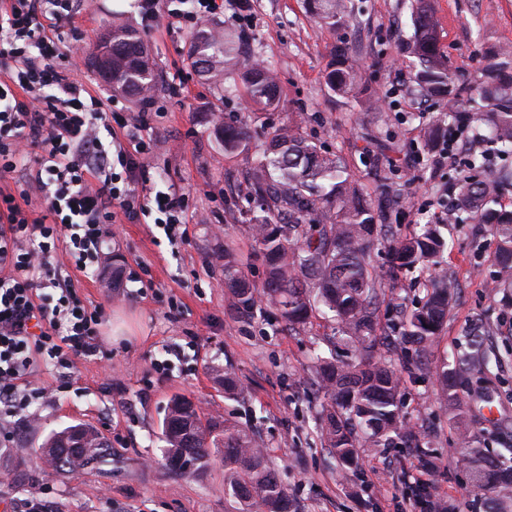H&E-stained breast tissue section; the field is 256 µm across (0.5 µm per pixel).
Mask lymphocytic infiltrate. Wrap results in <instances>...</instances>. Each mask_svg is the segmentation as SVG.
<instances>
[{"label":"lymphocytic infiltrate","mask_w":512,"mask_h":512,"mask_svg":"<svg viewBox=\"0 0 512 512\" xmlns=\"http://www.w3.org/2000/svg\"><path fill=\"white\" fill-rule=\"evenodd\" d=\"M81 0H0V181L24 173L18 193L0 191V415H20L44 388L41 363L71 369L94 355L102 307L84 302L70 277L51 269V250L64 246L75 268L97 262L118 217L154 216L182 223L188 197L159 191L153 205L137 188L148 176L140 162L155 148L144 122L123 124L127 145L113 149L111 97L91 88L77 68L88 44L75 26ZM143 22L166 14L197 30L213 12L210 0H142ZM44 211L31 216L28 186Z\"/></svg>","instance_id":"lymphocytic-infiltrate-1"}]
</instances>
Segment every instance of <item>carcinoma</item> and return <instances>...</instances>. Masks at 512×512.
Returning a JSON list of instances; mask_svg holds the SVG:
<instances>
[{
  "mask_svg": "<svg viewBox=\"0 0 512 512\" xmlns=\"http://www.w3.org/2000/svg\"><path fill=\"white\" fill-rule=\"evenodd\" d=\"M350 0H313L323 21H334L349 12ZM413 35L407 53L416 60L414 82L418 92L431 100L454 96L448 59L439 46L438 22L420 2L411 13ZM106 43H92L97 56L112 49V94L144 106L150 104L160 76L151 54L138 34L124 23L112 24ZM190 67L208 84L220 88L229 77L239 78L251 102L276 108L280 95L276 76L258 63L240 56L238 35L221 27L205 26L190 37L187 54ZM358 66L344 49L333 51L325 79L329 89L346 94L357 88ZM491 110V136L500 151L512 155V76L480 87ZM214 137L226 157L247 160L252 231L265 266L262 288L254 287L229 250H224V288L232 295L241 318L249 320L261 305L271 304L280 313L286 329L303 326L320 307L333 314L336 339L358 345L357 361L345 366L334 359L316 357V383L329 403L320 413L321 434L332 457L343 468H355L360 448L385 447L399 440L418 460L426 461L419 435L401 420V378L374 360L378 347L392 340L422 354L439 335L448 314L454 281L443 274L426 289L423 304L411 311L390 333L380 331L375 303L380 293L367 263L368 245L384 231L347 164L339 155L321 149L306 139L296 124H284L259 145L251 146L244 126L217 125ZM503 185L494 178L477 179L465 174L456 179L457 209L450 219L463 224V214H476L498 237L495 257L501 280L512 288V211L494 205ZM446 242L437 224L396 240L400 264L414 267L439 257ZM486 363L478 334L468 336L466 346L442 363L438 379L442 397L456 412L465 445L464 461L471 482L480 495L484 512H506L512 501V470L502 469L494 458L512 454L503 441V451L490 455L488 448L471 435L468 410L457 394L460 374L475 364ZM88 444L69 447L68 429L51 433L39 448L44 466L53 471L79 474L94 468L104 458L98 431L82 426ZM164 460L175 474L185 475L207 465L212 449L224 448V490L235 503V512H289L288 491L269 465L265 449L254 435L235 423L216 417L202 419L196 404L175 397L168 407L163 428Z\"/></svg>",
  "mask_w": 512,
  "mask_h": 512,
  "instance_id": "cac0c4a2",
  "label": "carcinoma"
}]
</instances>
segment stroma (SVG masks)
<instances>
[{
    "instance_id": "35a3bbf8",
    "label": "stroma",
    "mask_w": 512,
    "mask_h": 512,
    "mask_svg": "<svg viewBox=\"0 0 512 512\" xmlns=\"http://www.w3.org/2000/svg\"><path fill=\"white\" fill-rule=\"evenodd\" d=\"M416 0H352L349 16L329 25L315 19L307 0H245L225 7L216 22L241 31L243 49L279 77L278 108L254 110L240 80L213 90L187 62L189 34L159 16L143 25L139 0H85L77 24L93 39L121 21L137 29L161 76L152 108L120 98L127 121L145 120L156 152L143 155L148 192L184 189L191 206L170 242L163 227L143 218L113 225L104 251V275L70 276L79 294L102 306L100 350L79 360L69 377L45 371L43 398L26 412L0 418V442L9 456L0 471V512H21L27 495L47 491L51 512H230L219 457L192 474L172 473L163 459L162 426L176 396L192 399L205 417L247 428L266 448L293 512H416L413 489L428 484L427 512H478L480 501L462 461L460 430L440 393L437 365L465 344L474 324L482 326L485 350L496 360L494 376L473 367L462 375L460 395L470 426L487 447L512 442V304L498 274L496 236L477 220L449 225L448 248L438 264L392 272L396 239L441 221V203L452 200L464 165L434 160L447 137L428 143L434 122L451 128L449 113L468 111L471 129H486L488 109L478 86L502 68L512 50V0H428L440 25V46L459 94L451 101L424 100L412 92L413 68L405 55ZM346 48L360 64V91L336 95L324 81L331 52ZM296 121L303 136L343 156L360 190L378 198L390 181L398 196L384 205L369 268L384 298L380 325L394 319V305L419 306L441 272L457 284L438 339L424 354L426 373L408 364L414 349L380 350L378 360L403 378L402 416L425 435L432 467L422 468L406 449L366 448L359 470H343L325 448L319 413L328 401L313 384V362L333 324L315 313L304 328H283L276 307L240 319L224 287V263L232 247L253 283H262L244 199L243 157L227 158L212 134L215 124L246 126L253 144L268 131ZM129 328L125 342L112 341V320ZM179 348L180 357L170 356ZM233 366L239 399L224 397L214 368ZM81 423L107 438L111 463L78 475L45 469L33 456L54 430Z\"/></svg>"
}]
</instances>
